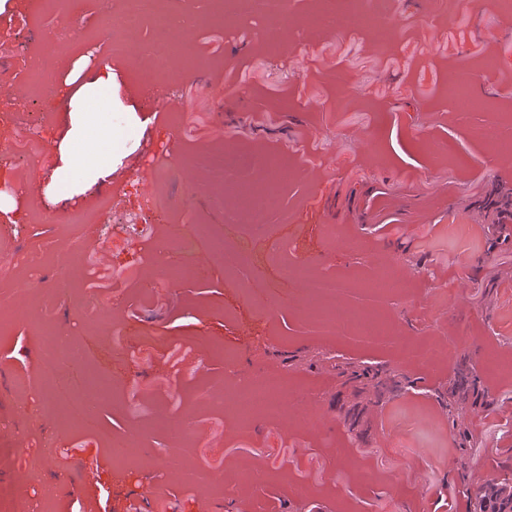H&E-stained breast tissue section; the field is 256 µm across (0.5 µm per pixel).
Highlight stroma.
<instances>
[{"label":"stroma","instance_id":"stroma-1","mask_svg":"<svg viewBox=\"0 0 512 512\" xmlns=\"http://www.w3.org/2000/svg\"><path fill=\"white\" fill-rule=\"evenodd\" d=\"M318 0H292L288 22L262 17L191 30L165 63L153 21L112 25L122 0H8L0 52V251L34 252L0 275V512H471L475 494L512 468V12L498 0H380L396 33L310 23ZM73 46L57 52V28ZM118 39L121 50L110 47ZM109 100L73 155L110 164L106 180L61 171L69 98L94 72ZM485 65L467 90L458 71ZM167 100L160 108L159 100ZM40 148L18 147L30 121ZM233 157L243 179L278 186L234 232L224 214L242 192L212 191L206 157ZM157 195L153 213L141 210ZM204 227L216 255L203 280H173L170 258ZM242 252L238 272L224 249ZM344 281L340 309L373 310L382 337L322 335L303 313L287 266ZM99 274L101 311L75 289ZM25 287L17 296V287ZM81 353L122 401L93 423L49 410L41 380L47 336ZM427 342L405 358L398 337ZM275 374L286 418L241 425L208 394L225 376ZM197 435L169 462L176 421ZM136 433L117 465L99 433ZM257 481L241 480L243 470Z\"/></svg>","mask_w":512,"mask_h":512}]
</instances>
